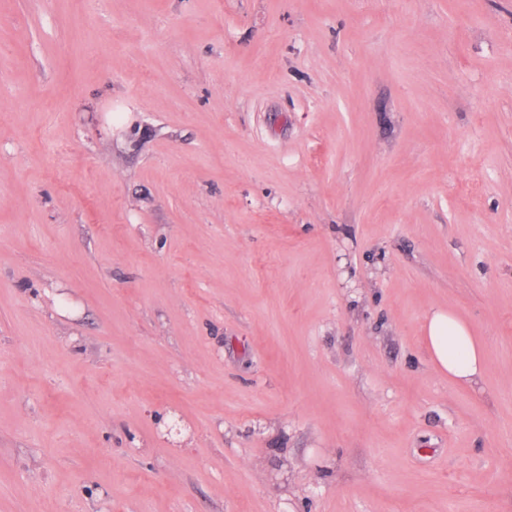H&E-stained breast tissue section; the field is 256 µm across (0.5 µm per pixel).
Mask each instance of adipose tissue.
I'll list each match as a JSON object with an SVG mask.
<instances>
[{"label": "adipose tissue", "instance_id": "obj_1", "mask_svg": "<svg viewBox=\"0 0 512 512\" xmlns=\"http://www.w3.org/2000/svg\"><path fill=\"white\" fill-rule=\"evenodd\" d=\"M424 333L437 371L464 386L477 383L484 369V347L468 322L454 312L437 310L427 316Z\"/></svg>", "mask_w": 512, "mask_h": 512}]
</instances>
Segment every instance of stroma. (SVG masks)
<instances>
[{
    "mask_svg": "<svg viewBox=\"0 0 512 512\" xmlns=\"http://www.w3.org/2000/svg\"><path fill=\"white\" fill-rule=\"evenodd\" d=\"M0 512H512V0H0ZM424 340L432 364L454 382L469 386L481 376L485 354L471 326L456 313L437 310L427 316Z\"/></svg>",
    "mask_w": 512,
    "mask_h": 512,
    "instance_id": "stroma-1",
    "label": "stroma"
}]
</instances>
